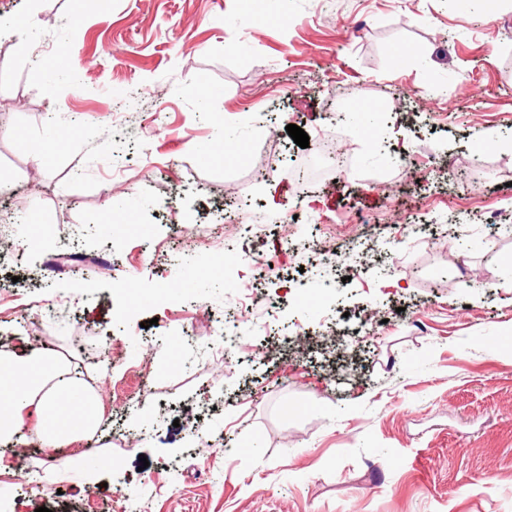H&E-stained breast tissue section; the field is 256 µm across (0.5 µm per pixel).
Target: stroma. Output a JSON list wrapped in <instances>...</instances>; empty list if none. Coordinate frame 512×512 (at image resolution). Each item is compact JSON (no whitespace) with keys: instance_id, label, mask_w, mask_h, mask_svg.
Here are the masks:
<instances>
[{"instance_id":"obj_1","label":"stroma","mask_w":512,"mask_h":512,"mask_svg":"<svg viewBox=\"0 0 512 512\" xmlns=\"http://www.w3.org/2000/svg\"><path fill=\"white\" fill-rule=\"evenodd\" d=\"M372 101L392 126L368 138L343 116ZM383 137L412 165L375 163ZM326 140L343 166L300 186ZM490 210L512 225V5L0 0V349L69 357L103 397L71 445L0 444V512H512V234L486 242ZM289 238L265 309L241 306L218 256ZM331 281L334 321L309 325ZM228 313L261 329L218 353Z\"/></svg>"}]
</instances>
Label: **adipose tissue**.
Masks as SVG:
<instances>
[{"mask_svg": "<svg viewBox=\"0 0 512 512\" xmlns=\"http://www.w3.org/2000/svg\"><path fill=\"white\" fill-rule=\"evenodd\" d=\"M100 407L98 391L70 362L51 353L25 359L0 353L1 442L23 445L32 417L43 447H64L97 428Z\"/></svg>", "mask_w": 512, "mask_h": 512, "instance_id": "obj_1", "label": "adipose tissue"}]
</instances>
